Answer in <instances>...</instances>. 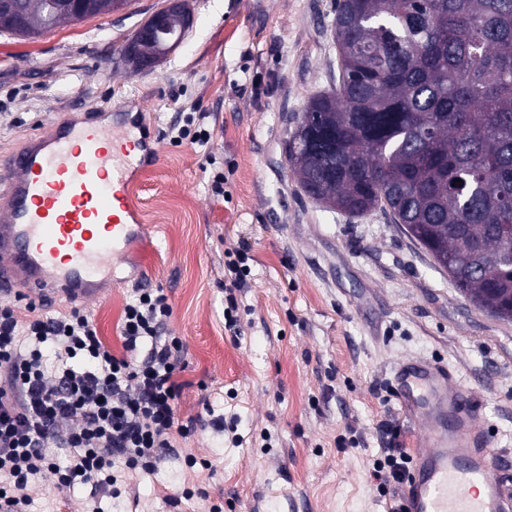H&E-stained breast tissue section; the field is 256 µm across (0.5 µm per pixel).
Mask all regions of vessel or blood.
Masks as SVG:
<instances>
[{"label":"vessel or blood","mask_w":512,"mask_h":512,"mask_svg":"<svg viewBox=\"0 0 512 512\" xmlns=\"http://www.w3.org/2000/svg\"><path fill=\"white\" fill-rule=\"evenodd\" d=\"M158 151L125 123L99 124L93 112L56 126L8 157L0 210V297L20 289L95 298L146 236L130 195L134 174ZM403 404L420 418L405 483L407 512H512L502 460L491 448L471 395L438 364L405 360L395 376Z\"/></svg>","instance_id":"b4317fda"}]
</instances>
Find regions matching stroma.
<instances>
[{"mask_svg":"<svg viewBox=\"0 0 512 512\" xmlns=\"http://www.w3.org/2000/svg\"><path fill=\"white\" fill-rule=\"evenodd\" d=\"M164 4L0 34V162L83 104L132 112L159 149L130 187L149 237L84 309L119 354L135 289H163L167 330L186 345L178 414L195 426L176 445L199 460L190 470L165 457L116 498L60 492L45 472L32 512H384L373 464L418 432L395 393L405 359L451 369L512 461V322L476 310L384 215L329 211L289 169L308 98L339 76L335 0H189L183 43L153 69L127 65L125 42ZM200 112L209 143L173 142ZM239 248L252 261L233 332L224 254Z\"/></svg>","mask_w":512,"mask_h":512,"instance_id":"35a3bbf8","label":"stroma"}]
</instances>
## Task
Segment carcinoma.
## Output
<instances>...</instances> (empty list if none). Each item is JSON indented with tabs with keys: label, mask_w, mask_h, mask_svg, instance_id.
Masks as SVG:
<instances>
[{
	"label": "carcinoma",
	"mask_w": 512,
	"mask_h": 512,
	"mask_svg": "<svg viewBox=\"0 0 512 512\" xmlns=\"http://www.w3.org/2000/svg\"><path fill=\"white\" fill-rule=\"evenodd\" d=\"M130 0H20L0 32L34 38ZM341 75L286 151L322 206L381 211L477 309L512 322V0H336Z\"/></svg>",
	"instance_id": "carcinoma-1"
}]
</instances>
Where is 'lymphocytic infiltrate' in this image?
I'll list each match as a JSON object with an SVG mask.
<instances>
[{"label":"lymphocytic infiltrate","instance_id":"lymphocytic-infiltrate-1","mask_svg":"<svg viewBox=\"0 0 512 512\" xmlns=\"http://www.w3.org/2000/svg\"><path fill=\"white\" fill-rule=\"evenodd\" d=\"M250 274L248 254L224 262V321L238 322V296ZM172 314L159 288L137 289L123 308L122 354H114L91 318L74 307L60 315L0 304V502L29 512L28 484L51 472L60 491L93 484L118 495L116 463L152 471L175 451L190 425L177 414L175 376L186 346L165 325ZM66 464L57 461V450ZM408 458L388 448L372 477L391 494L389 512H404L397 488L409 476Z\"/></svg>","mask_w":512,"mask_h":512}]
</instances>
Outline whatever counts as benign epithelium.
Segmentation results:
<instances>
[{"instance_id": "1", "label": "benign epithelium", "mask_w": 512, "mask_h": 512, "mask_svg": "<svg viewBox=\"0 0 512 512\" xmlns=\"http://www.w3.org/2000/svg\"><path fill=\"white\" fill-rule=\"evenodd\" d=\"M192 24L193 14L187 0H166L165 6L128 40L124 48L125 59L140 68L155 66L162 56L155 53L143 55L141 45L145 40L151 39L164 45V51L170 53L182 42Z\"/></svg>"}]
</instances>
